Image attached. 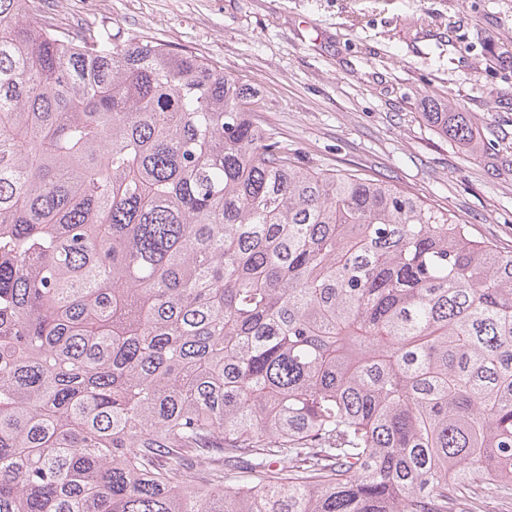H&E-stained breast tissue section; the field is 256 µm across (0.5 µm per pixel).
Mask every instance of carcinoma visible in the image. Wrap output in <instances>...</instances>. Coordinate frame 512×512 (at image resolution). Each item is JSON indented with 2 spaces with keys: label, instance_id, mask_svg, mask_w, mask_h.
Segmentation results:
<instances>
[{
  "label": "carcinoma",
  "instance_id": "cac0c4a2",
  "mask_svg": "<svg viewBox=\"0 0 512 512\" xmlns=\"http://www.w3.org/2000/svg\"><path fill=\"white\" fill-rule=\"evenodd\" d=\"M43 2L0 0V512H512V247Z\"/></svg>",
  "mask_w": 512,
  "mask_h": 512
}]
</instances>
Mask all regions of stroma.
<instances>
[{"label": "stroma", "mask_w": 512, "mask_h": 512, "mask_svg": "<svg viewBox=\"0 0 512 512\" xmlns=\"http://www.w3.org/2000/svg\"><path fill=\"white\" fill-rule=\"evenodd\" d=\"M73 28L144 36L251 86L299 162L358 170L512 246V0H46ZM460 101L483 154L422 116Z\"/></svg>", "instance_id": "35a3bbf8"}]
</instances>
